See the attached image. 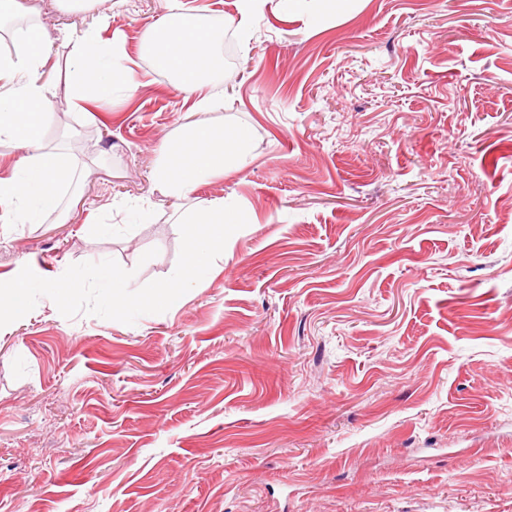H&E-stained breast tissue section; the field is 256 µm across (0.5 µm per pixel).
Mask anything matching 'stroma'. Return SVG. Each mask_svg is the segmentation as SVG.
I'll return each instance as SVG.
<instances>
[{"mask_svg":"<svg viewBox=\"0 0 512 512\" xmlns=\"http://www.w3.org/2000/svg\"><path fill=\"white\" fill-rule=\"evenodd\" d=\"M100 20L135 91L45 143L93 165L64 218L0 222V275L116 260L170 276L183 213L248 224L203 287L127 325L40 298L0 334V512H512V0H355L322 26L181 0L232 57L203 113L252 136L176 204L150 177L186 105L141 33L167 0H19ZM152 259H145L149 249Z\"/></svg>","mask_w":512,"mask_h":512,"instance_id":"1","label":"stroma"}]
</instances>
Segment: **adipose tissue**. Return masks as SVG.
Returning a JSON list of instances; mask_svg holds the SVG:
<instances>
[{
    "mask_svg": "<svg viewBox=\"0 0 512 512\" xmlns=\"http://www.w3.org/2000/svg\"><path fill=\"white\" fill-rule=\"evenodd\" d=\"M279 2L286 14L316 28L328 13L348 12L354 0ZM19 38L20 50L0 53V140L14 142L22 152L14 175L0 179V205L10 208L14 222L34 224L43 215L60 213L62 187L77 185L80 175L91 174L92 167L76 168L43 141L58 96L57 85L44 80L42 73L46 53L56 39L54 32L34 25L20 32ZM142 42L154 49L155 59L172 75L174 88L190 102L175 134L158 144L159 165L152 177L162 192L182 200L202 177L244 164L251 134L243 127L226 130L198 118L212 105L213 78L223 68V52L213 32L199 27L192 15L174 13L165 25L147 26ZM69 67V100L79 111L135 88L130 68L113 44L101 39L94 23L77 37Z\"/></svg>",
    "mask_w": 512,
    "mask_h": 512,
    "instance_id": "1",
    "label": "adipose tissue"
}]
</instances>
